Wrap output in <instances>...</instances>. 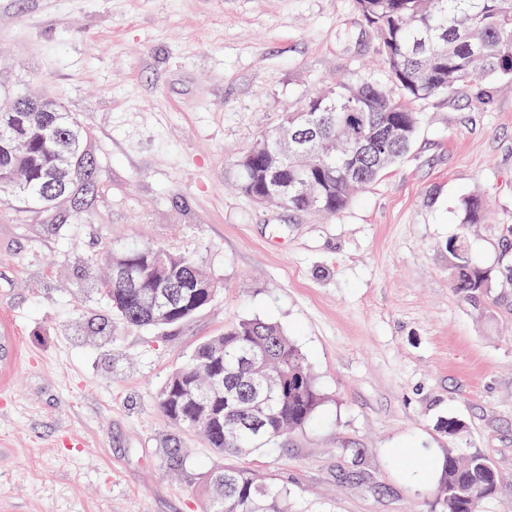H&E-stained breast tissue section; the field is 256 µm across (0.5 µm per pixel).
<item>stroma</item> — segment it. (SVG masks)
<instances>
[{
	"instance_id": "obj_1",
	"label": "stroma",
	"mask_w": 512,
	"mask_h": 512,
	"mask_svg": "<svg viewBox=\"0 0 512 512\" xmlns=\"http://www.w3.org/2000/svg\"><path fill=\"white\" fill-rule=\"evenodd\" d=\"M344 76L390 87L353 0H0V105L48 96L92 133L101 190L87 224L0 204V336L19 357L0 390V512H202L201 477L235 465L288 490V512H432L445 448L484 455L512 512V278L490 310L448 281L456 204L479 264L512 227V82L483 108L465 91L413 102V145L335 216L260 208L234 160L288 108ZM136 239L191 255L221 285L163 330L91 338L108 316L85 261ZM244 317L278 322L325 397L273 451L219 457L156 405L200 341ZM460 419L454 441L441 419ZM488 207L487 201L477 195L462 197L458 207L459 224H481Z\"/></svg>"
}]
</instances>
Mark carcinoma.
<instances>
[{
	"label": "carcinoma",
	"instance_id": "obj_1",
	"mask_svg": "<svg viewBox=\"0 0 512 512\" xmlns=\"http://www.w3.org/2000/svg\"><path fill=\"white\" fill-rule=\"evenodd\" d=\"M356 8L371 29L389 73L392 92L370 82L353 83L336 78L329 88L309 94L299 108L283 113L280 126L300 135L315 131V141L300 161L283 160L273 169L267 152L273 133L257 139L236 160L237 188L254 200L280 202L288 192V209L333 215L345 208L354 194L370 185L408 151L417 132L419 113L407 101L425 100L458 89L474 92L482 106L491 103L487 84L512 80V0H356ZM48 112H29L21 133L22 150L0 159V179L19 176L11 203L20 212L44 206V190L55 155L71 151L80 155L79 170L61 187H53L60 209L48 233L59 235L68 224H84L93 210L98 162L83 153L91 133L72 112L56 102ZM361 117L358 138L367 150L357 153L341 132L348 117ZM310 183V194L297 195L300 181ZM489 207L477 195L461 198L459 223L480 224ZM166 255L157 271L152 255ZM120 265L140 272L137 288L108 277L89 279L90 290L102 294L112 313L131 330L178 325L208 307L218 283L194 260L161 244L130 240L119 250L110 247L87 260L92 267ZM498 270L483 268L472 258L466 237L448 241V279L456 294L474 306L491 300L487 283ZM169 284L179 298V310L168 322H159L141 309L138 292L161 290ZM265 351L262 375L248 373L254 348ZM298 378L300 384L284 396L282 380ZM158 409L180 431L203 436L207 447L220 456L241 455L273 448L288 433L310 425L318 416L322 395L305 355L274 322L243 318L224 332L199 342L189 360L172 371L160 388ZM170 465L183 468L180 437L166 444ZM499 477L479 453L461 457L446 450L434 488L435 512H481L484 501L495 497ZM204 512H288L286 487L261 479L236 466L207 472L200 482Z\"/></svg>",
	"mask_w": 512,
	"mask_h": 512
}]
</instances>
